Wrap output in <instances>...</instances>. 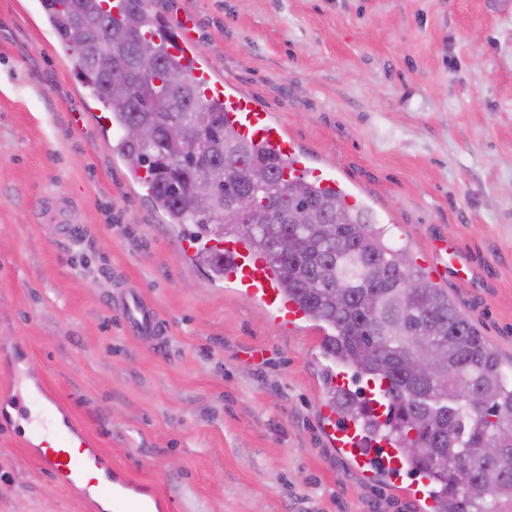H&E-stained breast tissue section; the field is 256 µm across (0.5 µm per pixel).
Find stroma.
<instances>
[{"label": "stroma", "mask_w": 512, "mask_h": 512, "mask_svg": "<svg viewBox=\"0 0 512 512\" xmlns=\"http://www.w3.org/2000/svg\"><path fill=\"white\" fill-rule=\"evenodd\" d=\"M195 22L216 78L331 165L417 261L453 240L449 296L512 362V0H151ZM38 0H0V405L18 371L163 512H418L320 433L314 323L278 325L183 258L115 152ZM56 196L83 230L64 239ZM167 329L131 333L129 293ZM0 512H98L0 418Z\"/></svg>", "instance_id": "1"}]
</instances>
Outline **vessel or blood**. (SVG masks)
<instances>
[{"label": "vessel or blood", "instance_id": "obj_1", "mask_svg": "<svg viewBox=\"0 0 512 512\" xmlns=\"http://www.w3.org/2000/svg\"><path fill=\"white\" fill-rule=\"evenodd\" d=\"M151 35L153 39L163 40L169 56L194 79L201 102H221L228 122L244 140L267 148L279 159L289 160L285 177H310L323 188L336 189L332 173L325 168L308 167L283 125L255 99L235 92L213 76L197 50L192 19H183L171 27H155ZM68 214L67 203L58 201L51 206L49 219L60 225L70 240H79L82 232L70 225ZM211 250L223 255L224 278L241 295L260 303L282 324L292 326L303 321V308L283 291L276 280L275 267L266 255L230 236L214 241ZM433 252L436 256L430 271L433 278L457 279L468 273L467 261L455 243L438 241ZM123 314L132 332L164 337L165 329L156 312L139 294L126 298ZM12 386L13 408L27 425V441L37 447L42 470L63 485L81 487L87 498L104 502L108 512H153L152 501L130 493L127 483L113 475L111 465L91 440L58 423L54 404L42 389L27 386L19 377L14 378ZM390 403L388 382L369 379L363 383L356 416L337 415L327 399L321 402V414L326 437L354 470L364 475H384L397 485L403 479L406 463L386 430Z\"/></svg>", "mask_w": 512, "mask_h": 512}]
</instances>
